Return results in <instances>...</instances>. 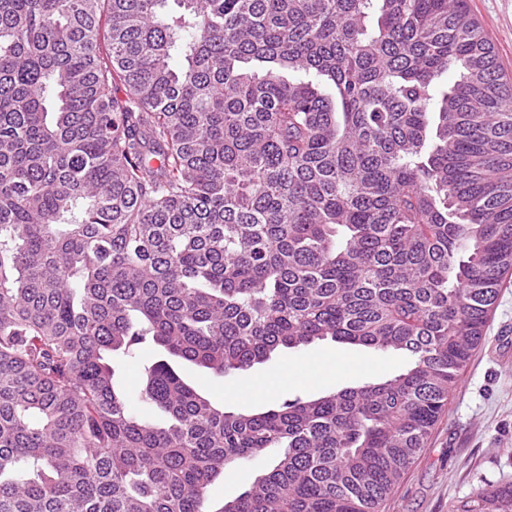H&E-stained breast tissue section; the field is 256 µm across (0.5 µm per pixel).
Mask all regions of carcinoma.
<instances>
[{
	"mask_svg": "<svg viewBox=\"0 0 512 512\" xmlns=\"http://www.w3.org/2000/svg\"><path fill=\"white\" fill-rule=\"evenodd\" d=\"M511 269L512 87L467 0H0V512H379ZM327 339L410 363L255 413L181 375ZM147 346L161 423L105 359ZM272 465L270 456H260L226 468L224 479L211 491L215 500L227 501L235 498L249 488L253 480L267 471Z\"/></svg>",
	"mask_w": 512,
	"mask_h": 512,
	"instance_id": "cac0c4a2",
	"label": "carcinoma"
}]
</instances>
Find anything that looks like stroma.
<instances>
[{
  "label": "stroma",
  "mask_w": 512,
  "mask_h": 512,
  "mask_svg": "<svg viewBox=\"0 0 512 512\" xmlns=\"http://www.w3.org/2000/svg\"><path fill=\"white\" fill-rule=\"evenodd\" d=\"M468 5L512 83V0H468ZM508 324H512V273L499 290L485 328V344L475 350L447 412L380 512H450L479 489L512 481V335L501 333ZM407 365V357L398 352L377 353L325 340L279 349L252 369L225 377L189 363L181 371L188 383L217 404L253 413L287 397L315 399L389 378ZM283 374L288 375V384H276V377ZM262 379L272 380V388L256 390ZM271 465V457L260 456L227 467L212 497L235 498Z\"/></svg>",
  "instance_id": "stroma-1"
}]
</instances>
